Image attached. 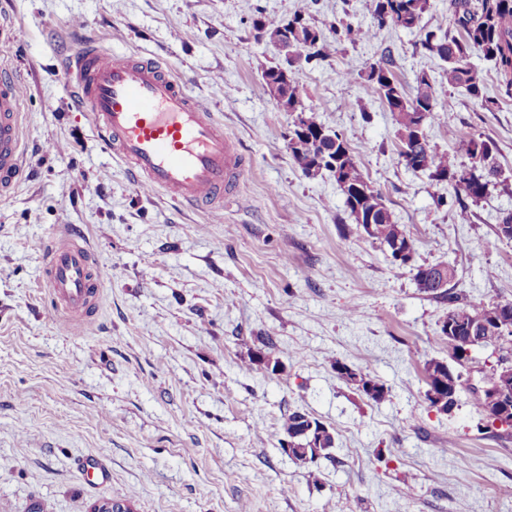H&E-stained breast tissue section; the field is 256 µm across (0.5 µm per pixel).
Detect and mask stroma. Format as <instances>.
<instances>
[{
  "label": "stroma",
  "mask_w": 512,
  "mask_h": 512,
  "mask_svg": "<svg viewBox=\"0 0 512 512\" xmlns=\"http://www.w3.org/2000/svg\"><path fill=\"white\" fill-rule=\"evenodd\" d=\"M449 0L420 29L367 42L372 0H0L13 26L0 66L24 82V175L0 196V512H512V438L482 427L462 386L430 407L424 364L448 357V302L372 243L329 174L305 176L288 139L294 113L261 73L287 64L258 21L293 13L333 41L290 65L303 102L342 133L364 177L414 239V266L454 267L460 303L512 302V242L496 227L512 192L495 188L457 223L447 183L405 167L391 112L365 71L391 52L407 94L437 89V150L491 139L512 176V99L483 110L449 88L420 46L449 30ZM90 40L169 66L234 135L247 170L224 215L136 190L70 97L63 62ZM73 224L105 280L98 313L70 326L42 283L41 245ZM355 316H347V307ZM272 337L271 374L248 367ZM343 361L386 389L375 402L340 378ZM332 428L329 456L302 465L281 449L288 412ZM101 458L104 485L79 467Z\"/></svg>",
  "instance_id": "35a3bbf8"
}]
</instances>
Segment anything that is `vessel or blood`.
<instances>
[{"instance_id":"1","label":"vessel or blood","mask_w":512,"mask_h":512,"mask_svg":"<svg viewBox=\"0 0 512 512\" xmlns=\"http://www.w3.org/2000/svg\"><path fill=\"white\" fill-rule=\"evenodd\" d=\"M64 69L78 105L113 157L127 163L137 187L162 191L214 213L234 195L245 160L234 136L186 86L152 58L116 54L82 44ZM22 92L0 74V191L24 174L20 108ZM44 276L57 313L72 325L86 322L100 301L102 274L77 228L46 247Z\"/></svg>"}]
</instances>
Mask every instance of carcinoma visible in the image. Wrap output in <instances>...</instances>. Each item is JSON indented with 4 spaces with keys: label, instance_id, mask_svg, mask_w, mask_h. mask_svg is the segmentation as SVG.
<instances>
[{
    "label": "carcinoma",
    "instance_id": "cac0c4a2",
    "mask_svg": "<svg viewBox=\"0 0 512 512\" xmlns=\"http://www.w3.org/2000/svg\"><path fill=\"white\" fill-rule=\"evenodd\" d=\"M427 3L428 0H373V25L357 29L348 27L345 37L356 42L372 38L375 31L385 27L412 30L419 26ZM449 11L451 26L457 34L448 32L439 37L428 32L421 41V46L429 54L444 63L443 72L448 87L465 90L485 110L496 105V100L483 95V79L470 66V56L477 52L491 62L503 98L512 99V0H449ZM283 29L290 34L299 30L304 39L310 42L305 47V59H323L330 54L331 44L301 14L267 24L266 32L273 37ZM367 78L376 85L385 106L394 117L398 131L409 132L418 122H423L420 129L423 142L410 140L399 143V159L407 168L423 172L433 181L448 182L459 223L471 222L470 205L484 199L490 189L509 186V178L503 176L496 165V146L493 142L467 135L459 140L457 149L452 153L439 152L430 145L426 126L434 120L437 103L435 86L427 75L417 78L416 93L408 98L392 71L390 56L384 54L369 64ZM263 80L267 85L277 86L281 97L287 99L288 106L298 105L300 129L293 130L288 148L303 173L308 176H315L323 170L334 176L340 173L351 185L368 189L367 195L360 191L344 195L345 210L354 223L361 224L365 234L388 251L397 243L414 250L410 233L405 225L394 221L382 194L364 177L342 134L326 127L314 112L305 109L298 78L282 68L271 66L263 70ZM464 157L469 163L462 162ZM362 218L371 220L372 228L360 223ZM439 268V264L415 266L414 279L423 292L448 299V318L463 333L486 318L488 308L456 305L449 289L441 290L431 281L432 274ZM483 343L495 353L512 357V331L486 336ZM447 367L448 361L426 362V379L431 381V385H437L439 378H448L444 372ZM339 377L375 402L381 401L386 395L382 384L359 370L341 373ZM303 419L308 421L311 416L293 411L284 418L281 429L291 438ZM297 447L307 448L311 453L319 450L328 455L335 447V435L325 427L320 432L298 437Z\"/></svg>",
    "mask_w": 512,
    "mask_h": 512
}]
</instances>
